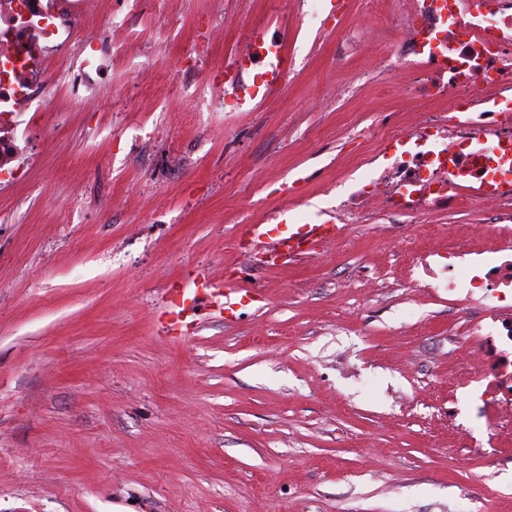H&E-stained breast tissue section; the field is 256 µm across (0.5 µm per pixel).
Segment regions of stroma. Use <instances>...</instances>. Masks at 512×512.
I'll use <instances>...</instances> for the list:
<instances>
[{
    "label": "stroma",
    "instance_id": "obj_1",
    "mask_svg": "<svg viewBox=\"0 0 512 512\" xmlns=\"http://www.w3.org/2000/svg\"><path fill=\"white\" fill-rule=\"evenodd\" d=\"M142 0L103 109L18 116L0 182V512H512V215L443 205L273 266L246 224H320L357 189L362 130L397 126L338 42L362 0ZM224 37L210 41L207 29ZM288 71L239 100L253 31ZM469 252L449 287L448 245ZM203 276L183 337L169 291ZM187 288H173L169 293V319L168 327L172 333L182 331L184 319L188 311L195 310L197 303V292L211 297L212 299H224L231 292V288H224L222 283L214 282L204 278L201 282V288H196L192 294Z\"/></svg>",
    "mask_w": 512,
    "mask_h": 512
}]
</instances>
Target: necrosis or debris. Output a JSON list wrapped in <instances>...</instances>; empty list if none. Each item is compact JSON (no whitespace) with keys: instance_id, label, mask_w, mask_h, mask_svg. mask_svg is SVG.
I'll use <instances>...</instances> for the list:
<instances>
[{"instance_id":"necrosis-or-debris-1","label":"necrosis or debris","mask_w":512,"mask_h":512,"mask_svg":"<svg viewBox=\"0 0 512 512\" xmlns=\"http://www.w3.org/2000/svg\"><path fill=\"white\" fill-rule=\"evenodd\" d=\"M363 0L374 21L368 54L377 41L395 55L370 58L361 73L383 96L416 102L404 128L368 130L379 141L410 139L415 152L396 156L377 178L336 210L340 223L357 214H382L400 223L436 205L498 209L512 204V156L496 148L512 141V0ZM112 16L105 0H0V174L13 168L11 116L53 113L64 123L71 105L100 108L96 78L112 66ZM405 80H398V73ZM454 155L458 169L485 157L483 177L500 181L494 192L465 195L460 178L439 166Z\"/></svg>"}]
</instances>
